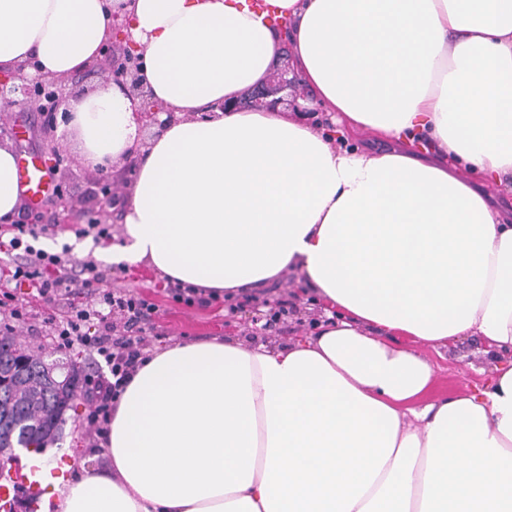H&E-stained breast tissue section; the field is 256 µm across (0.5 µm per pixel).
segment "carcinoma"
Here are the masks:
<instances>
[{
	"mask_svg": "<svg viewBox=\"0 0 512 512\" xmlns=\"http://www.w3.org/2000/svg\"><path fill=\"white\" fill-rule=\"evenodd\" d=\"M24 357L30 360V367L21 371L13 338L0 336V375L11 385L0 406L10 408L13 420L31 431L32 444L40 452L61 440L65 413L74 395L49 377L39 357L27 353Z\"/></svg>",
	"mask_w": 512,
	"mask_h": 512,
	"instance_id": "carcinoma-1",
	"label": "carcinoma"
}]
</instances>
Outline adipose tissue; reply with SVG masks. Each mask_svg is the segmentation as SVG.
Wrapping results in <instances>:
<instances>
[{
	"mask_svg": "<svg viewBox=\"0 0 512 512\" xmlns=\"http://www.w3.org/2000/svg\"><path fill=\"white\" fill-rule=\"evenodd\" d=\"M130 19L140 82L173 120L106 85L69 100L83 165L137 158L107 261L204 294L295 270L337 321L290 345L148 352L107 433L108 472H43L59 512H512V364L430 400L439 348L512 350V0H0V71L67 77ZM288 58L327 112L239 108ZM364 130L385 152L335 146ZM436 146L417 158L416 140ZM22 203L0 143V221Z\"/></svg>",
	"mask_w": 512,
	"mask_h": 512,
	"instance_id": "adipose-tissue-1",
	"label": "adipose tissue"
}]
</instances>
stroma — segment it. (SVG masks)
I'll use <instances>...</instances> for the list:
<instances>
[{"instance_id": "stroma-1", "label": "stroma", "mask_w": 512, "mask_h": 512, "mask_svg": "<svg viewBox=\"0 0 512 512\" xmlns=\"http://www.w3.org/2000/svg\"><path fill=\"white\" fill-rule=\"evenodd\" d=\"M0 109L5 117L0 120L18 154L24 158H49L50 145H58L64 157L60 169L52 172L53 183L59 184L64 194L79 207L92 205V196L96 192L95 171L85 169L79 161L78 145L73 137L63 130L62 119L47 122L40 111L20 101L2 102ZM155 302L159 312L153 322L158 334L151 338V347L175 344L186 341H207L228 337L249 338L257 333L255 325L244 315H237L232 326H225V311L221 306L207 309L188 308L176 304L156 294ZM19 343L29 350L43 356L45 362L55 368L57 375H65L73 364H80L84 372H93L92 358L82 349H54L49 337L32 336L21 333ZM427 356L435 366V380L432 397H450L471 391L481 382L480 371L488 367L489 362L479 341L466 344H449L441 350L427 349ZM85 399H78L74 411L68 412L64 426V436L59 446L50 448L48 459L54 463L57 475H64L69 465V452H76L86 461L87 468L110 471L111 460L106 448H95L91 439L81 426L80 420L85 413Z\"/></svg>"}]
</instances>
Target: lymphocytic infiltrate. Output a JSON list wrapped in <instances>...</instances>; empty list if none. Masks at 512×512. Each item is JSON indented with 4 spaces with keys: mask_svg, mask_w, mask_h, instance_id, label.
Listing matches in <instances>:
<instances>
[{
    "mask_svg": "<svg viewBox=\"0 0 512 512\" xmlns=\"http://www.w3.org/2000/svg\"><path fill=\"white\" fill-rule=\"evenodd\" d=\"M9 231V239L0 241V252L14 259L0 278V335L23 328L49 336L56 348L78 345L102 358L108 372L86 377L84 395L90 434L106 435L117 399L144 358L158 306L125 285L124 268L35 248L34 240L55 233V225L16 223ZM30 295L47 303L48 311L28 308Z\"/></svg>",
    "mask_w": 512,
    "mask_h": 512,
    "instance_id": "f902f5d3",
    "label": "lymphocytic infiltrate"
}]
</instances>
